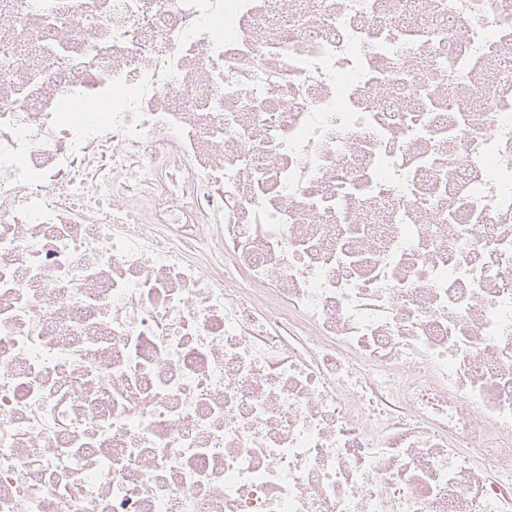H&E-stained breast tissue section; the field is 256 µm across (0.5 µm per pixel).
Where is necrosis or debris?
<instances>
[{"mask_svg":"<svg viewBox=\"0 0 512 512\" xmlns=\"http://www.w3.org/2000/svg\"><path fill=\"white\" fill-rule=\"evenodd\" d=\"M442 13L459 122L372 0H0V512H512V0ZM451 66L452 61L448 55L437 54L425 60L423 67L426 80H424L421 84L418 83V86L417 84L414 85L411 79L403 73L395 74L391 77V79L394 81H401L400 85L408 92L418 94L427 107V111L438 110L440 112H444L443 109L440 108L439 110V108H436L443 105L444 103H440L433 98L434 89L432 88V84L429 81L428 75L435 72H448V76L452 75V70L450 69Z\"/></svg>","mask_w":512,"mask_h":512,"instance_id":"4bbe7bcc","label":"necrosis or debris"}]
</instances>
